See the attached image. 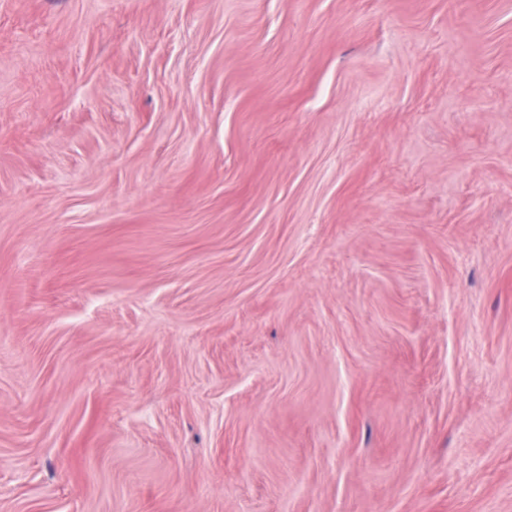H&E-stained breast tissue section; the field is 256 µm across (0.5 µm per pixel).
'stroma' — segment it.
Wrapping results in <instances>:
<instances>
[{"label": "stroma", "mask_w": 512, "mask_h": 512, "mask_svg": "<svg viewBox=\"0 0 512 512\" xmlns=\"http://www.w3.org/2000/svg\"><path fill=\"white\" fill-rule=\"evenodd\" d=\"M0 512H512V0H0Z\"/></svg>", "instance_id": "obj_1"}]
</instances>
